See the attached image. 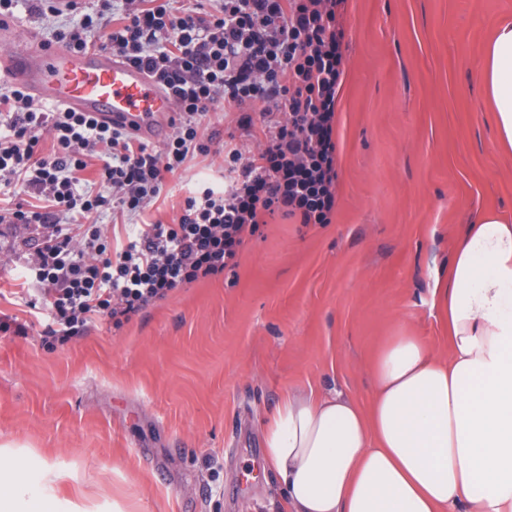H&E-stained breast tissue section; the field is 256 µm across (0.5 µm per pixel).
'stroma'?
I'll return each instance as SVG.
<instances>
[{
  "label": "stroma",
  "mask_w": 512,
  "mask_h": 512,
  "mask_svg": "<svg viewBox=\"0 0 512 512\" xmlns=\"http://www.w3.org/2000/svg\"><path fill=\"white\" fill-rule=\"evenodd\" d=\"M509 18L512 0H349L332 223L270 222L236 268L119 330L56 349L39 322L0 331V444L70 473L51 494L81 512H286L269 416L336 389L368 406L373 359L404 329L447 358L431 290L478 213L512 216V153L479 79ZM203 176L223 183L221 157L170 176L153 216ZM20 256L0 232L1 317L27 315Z\"/></svg>",
  "instance_id": "obj_1"
}]
</instances>
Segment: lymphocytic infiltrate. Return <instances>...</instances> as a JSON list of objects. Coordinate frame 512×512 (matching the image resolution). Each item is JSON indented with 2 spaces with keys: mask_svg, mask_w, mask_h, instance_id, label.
Listing matches in <instances>:
<instances>
[{
  "mask_svg": "<svg viewBox=\"0 0 512 512\" xmlns=\"http://www.w3.org/2000/svg\"><path fill=\"white\" fill-rule=\"evenodd\" d=\"M348 0H95L53 37L99 46L168 91L173 132L154 149L86 113L17 86L0 94V223L23 236L46 342L96 321L122 327L175 290L235 266L275 219L328 224L338 201L337 103ZM223 106L228 133L206 120ZM257 145L244 152V141ZM224 183L197 182L171 221H145L167 175L199 156ZM130 226L113 241L99 219Z\"/></svg>",
  "mask_w": 512,
  "mask_h": 512,
  "instance_id": "1",
  "label": "lymphocytic infiltrate"
}]
</instances>
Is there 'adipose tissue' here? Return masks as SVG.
Masks as SVG:
<instances>
[{
    "mask_svg": "<svg viewBox=\"0 0 512 512\" xmlns=\"http://www.w3.org/2000/svg\"><path fill=\"white\" fill-rule=\"evenodd\" d=\"M481 81L511 151L510 19ZM432 297L448 309L447 361L404 331L373 360L369 408L291 395L269 418L264 450L292 512H512V218L480 214ZM24 471L1 447L0 512H62L45 491L53 468Z\"/></svg>",
    "mask_w": 512,
    "mask_h": 512,
    "instance_id": "ef3b65f1",
    "label": "adipose tissue"
}]
</instances>
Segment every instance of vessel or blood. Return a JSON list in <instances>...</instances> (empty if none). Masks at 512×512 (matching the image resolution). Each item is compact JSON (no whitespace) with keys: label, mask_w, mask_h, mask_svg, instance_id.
Instances as JSON below:
<instances>
[{"label":"vessel or blood","mask_w":512,"mask_h":512,"mask_svg":"<svg viewBox=\"0 0 512 512\" xmlns=\"http://www.w3.org/2000/svg\"><path fill=\"white\" fill-rule=\"evenodd\" d=\"M23 86L36 99L86 112L149 143L162 141L174 107L142 67L97 49L81 53L32 40L0 51V80Z\"/></svg>","instance_id":"obj_1"}]
</instances>
